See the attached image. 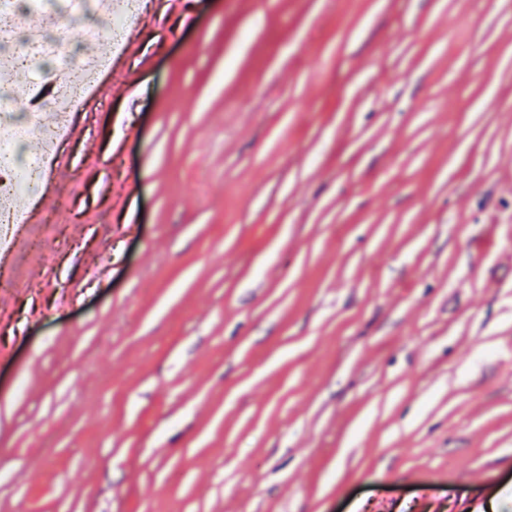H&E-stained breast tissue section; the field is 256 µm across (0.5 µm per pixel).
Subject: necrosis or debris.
<instances>
[{"label":"necrosis or debris","instance_id":"4bbe7bcc","mask_svg":"<svg viewBox=\"0 0 512 512\" xmlns=\"http://www.w3.org/2000/svg\"><path fill=\"white\" fill-rule=\"evenodd\" d=\"M144 0H0V245L8 244L15 225L25 223V199L50 188L49 167L70 147V130L94 103L92 92L119 53L129 22ZM76 14L81 25L62 35L60 18ZM93 47L73 68L57 59ZM26 79V103L12 88ZM41 145L23 155L32 129Z\"/></svg>","mask_w":512,"mask_h":512}]
</instances>
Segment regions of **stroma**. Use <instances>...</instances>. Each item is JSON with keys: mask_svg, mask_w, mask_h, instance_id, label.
I'll return each mask as SVG.
<instances>
[{"mask_svg": "<svg viewBox=\"0 0 512 512\" xmlns=\"http://www.w3.org/2000/svg\"><path fill=\"white\" fill-rule=\"evenodd\" d=\"M148 15L0 262V512H512V0Z\"/></svg>", "mask_w": 512, "mask_h": 512, "instance_id": "stroma-1", "label": "stroma"}]
</instances>
